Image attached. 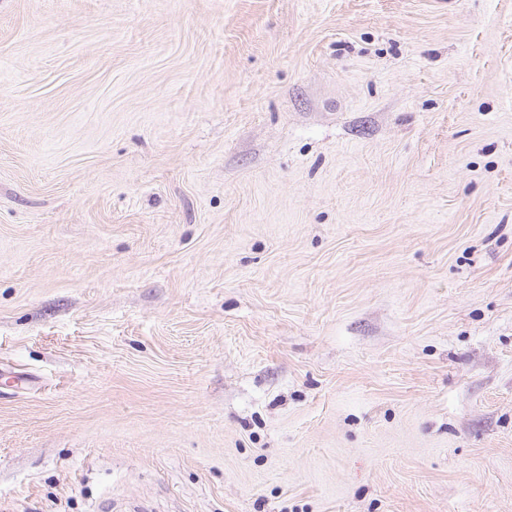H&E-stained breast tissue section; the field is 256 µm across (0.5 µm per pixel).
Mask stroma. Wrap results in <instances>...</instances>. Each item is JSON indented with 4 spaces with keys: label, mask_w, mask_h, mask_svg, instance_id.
Wrapping results in <instances>:
<instances>
[{
    "label": "stroma",
    "mask_w": 512,
    "mask_h": 512,
    "mask_svg": "<svg viewBox=\"0 0 512 512\" xmlns=\"http://www.w3.org/2000/svg\"><path fill=\"white\" fill-rule=\"evenodd\" d=\"M0 512H512V0H0Z\"/></svg>",
    "instance_id": "stroma-1"
}]
</instances>
